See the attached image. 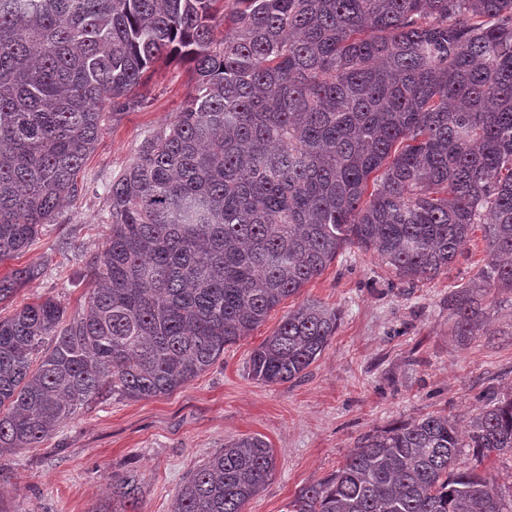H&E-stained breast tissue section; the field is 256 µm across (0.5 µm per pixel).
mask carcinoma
Listing matches in <instances>:
<instances>
[{"label":"carcinoma","mask_w":512,"mask_h":512,"mask_svg":"<svg viewBox=\"0 0 512 512\" xmlns=\"http://www.w3.org/2000/svg\"><path fill=\"white\" fill-rule=\"evenodd\" d=\"M191 64L172 122L108 191L85 311L52 296L0 318V448H37L93 399L168 395L206 372L347 246L411 283L448 272L476 227L488 259L448 296L453 331L512 292V0H0V262L81 190L100 137L145 105L160 60ZM43 274L0 277V303ZM339 312L306 300L252 351L251 377L301 378ZM467 439L444 414L363 436L287 512H505L462 448L512 451V394ZM232 439L172 512H244L272 478ZM136 474L112 481L137 512Z\"/></svg>","instance_id":"obj_1"}]
</instances>
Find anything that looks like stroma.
Instances as JSON below:
<instances>
[{
    "label": "stroma",
    "instance_id": "obj_1",
    "mask_svg": "<svg viewBox=\"0 0 512 512\" xmlns=\"http://www.w3.org/2000/svg\"><path fill=\"white\" fill-rule=\"evenodd\" d=\"M188 82L184 63L154 66L147 104L103 134L84 166L78 198L25 253L0 262V276L27 265L43 269L0 303L1 317L46 295L68 315L83 311L84 262L101 250L108 231L105 186L180 111ZM487 258L484 233L475 231L446 274L410 285L376 253L345 248L184 388L145 400L90 402L40 447L0 453V477L14 485L0 496V512H110L112 481L130 470L142 491L140 512H171L190 472L226 441L246 435L271 445L276 471L245 512H286L300 488L336 471L370 431L436 412L467 424L486 388L512 392V292L484 297L480 334L468 344L452 333L448 295ZM307 298L341 314L328 347L300 379L277 385L253 379L246 368L251 352ZM459 462L491 477L512 507V452L486 458L465 448Z\"/></svg>",
    "mask_w": 512,
    "mask_h": 512
}]
</instances>
